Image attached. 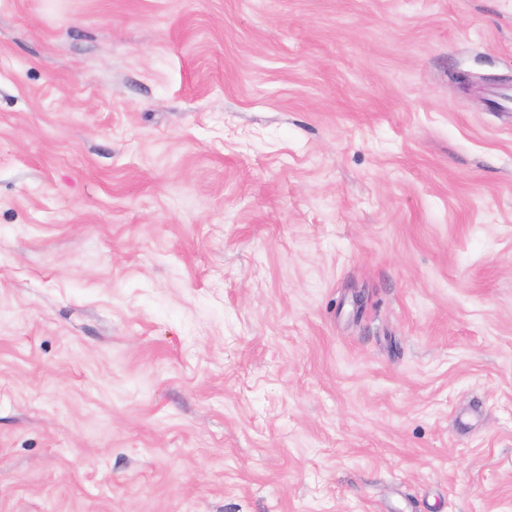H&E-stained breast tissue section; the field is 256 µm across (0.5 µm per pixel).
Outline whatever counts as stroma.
<instances>
[{
  "mask_svg": "<svg viewBox=\"0 0 512 512\" xmlns=\"http://www.w3.org/2000/svg\"><path fill=\"white\" fill-rule=\"evenodd\" d=\"M512 0H0V512H512Z\"/></svg>",
  "mask_w": 512,
  "mask_h": 512,
  "instance_id": "1",
  "label": "stroma"
}]
</instances>
